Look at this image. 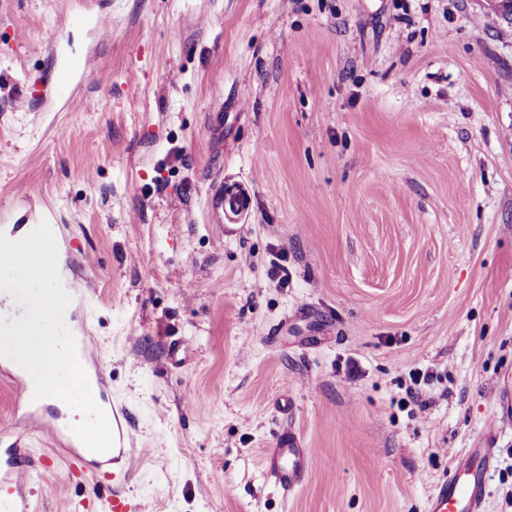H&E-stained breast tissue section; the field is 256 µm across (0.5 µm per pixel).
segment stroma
I'll return each instance as SVG.
<instances>
[{
	"instance_id": "obj_1",
	"label": "stroma",
	"mask_w": 512,
	"mask_h": 512,
	"mask_svg": "<svg viewBox=\"0 0 512 512\" xmlns=\"http://www.w3.org/2000/svg\"><path fill=\"white\" fill-rule=\"evenodd\" d=\"M506 28L485 0H0V225H56L90 293L136 512H426L479 445L512 374ZM288 431L314 469L285 494L259 461ZM495 445L512 512V423ZM63 465L30 512L86 496Z\"/></svg>"
}]
</instances>
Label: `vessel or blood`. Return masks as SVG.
<instances>
[{
	"instance_id": "vessel-or-blood-1",
	"label": "vessel or blood",
	"mask_w": 512,
	"mask_h": 512,
	"mask_svg": "<svg viewBox=\"0 0 512 512\" xmlns=\"http://www.w3.org/2000/svg\"><path fill=\"white\" fill-rule=\"evenodd\" d=\"M91 391L104 411L114 436L110 451L89 450L73 434L68 424H53L39 411L28 413L22 425L0 426V512H29L25 487L33 469L49 466L50 458H33L27 446L30 437L46 438L52 445L68 441L65 454L64 481L79 480L92 489L89 498L79 501L80 512H133L130 499L105 480L114 456H131L133 431L125 413L117 408L107 387L101 364L87 368ZM495 401L501 411L500 420L489 423L487 442L458 451L451 466L431 491L426 512H484L485 478L497 459L491 445L501 420L512 418V381L503 380L495 391ZM264 475L275 487L290 493L296 490L314 468L309 449L294 433L281 435L261 457Z\"/></svg>"
}]
</instances>
